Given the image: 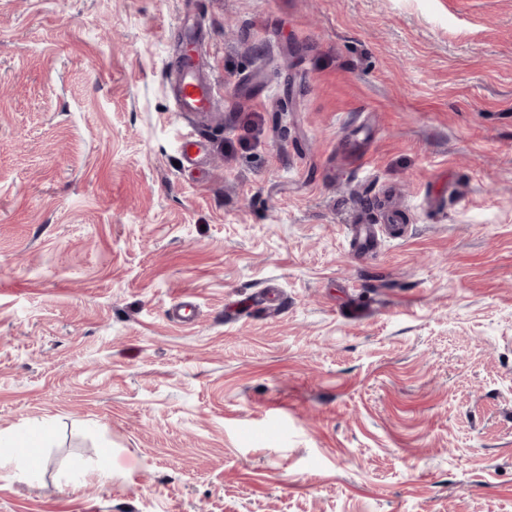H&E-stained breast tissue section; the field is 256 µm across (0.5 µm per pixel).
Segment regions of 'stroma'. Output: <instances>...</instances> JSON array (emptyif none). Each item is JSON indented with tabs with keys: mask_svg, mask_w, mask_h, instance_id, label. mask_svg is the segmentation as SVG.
I'll use <instances>...</instances> for the list:
<instances>
[{
	"mask_svg": "<svg viewBox=\"0 0 512 512\" xmlns=\"http://www.w3.org/2000/svg\"><path fill=\"white\" fill-rule=\"evenodd\" d=\"M36 426L0 512H512V0H0ZM175 81L174 110L187 114L208 112L217 96L214 82L200 74L195 56L182 58Z\"/></svg>",
	"mask_w": 512,
	"mask_h": 512,
	"instance_id": "stroma-1",
	"label": "stroma"
}]
</instances>
